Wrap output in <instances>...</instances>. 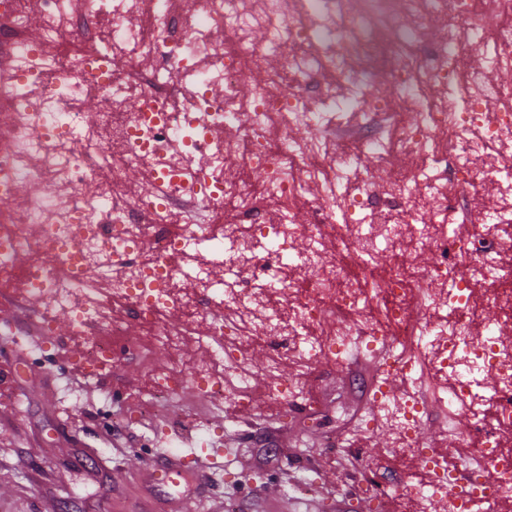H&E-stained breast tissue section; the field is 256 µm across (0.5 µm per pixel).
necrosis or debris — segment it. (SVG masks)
I'll return each mask as SVG.
<instances>
[{"instance_id":"obj_1","label":"necrosis or debris","mask_w":512,"mask_h":512,"mask_svg":"<svg viewBox=\"0 0 512 512\" xmlns=\"http://www.w3.org/2000/svg\"><path fill=\"white\" fill-rule=\"evenodd\" d=\"M475 45L493 51L469 70ZM258 56L270 65L242 96ZM511 70L512 0H80L73 15L62 0H0V283L38 300L40 335L68 318L89 376L109 367L112 342L165 349L154 408L188 384L223 397L218 358L252 407V344L284 338L299 373L379 348L376 407L434 475L398 496L470 512L458 470L419 445V394L388 386L432 360L451 379L449 407L496 399L479 448L492 467L466 475L483 512H500L512 496L499 439L512 430V338L482 312L503 307L512 282V265L492 259L512 233V84L497 78ZM86 92L100 105L90 123L77 109ZM134 167L148 182L120 195ZM489 205L499 222L486 227ZM218 211L223 223L195 224ZM264 254L284 285L277 305L245 272ZM375 254L389 265L380 287L361 289L343 262ZM421 273L439 288L424 314L406 290ZM230 292L259 313L225 310ZM198 319L206 358L186 376L178 355Z\"/></svg>"}]
</instances>
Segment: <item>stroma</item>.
Masks as SVG:
<instances>
[{
    "mask_svg": "<svg viewBox=\"0 0 512 512\" xmlns=\"http://www.w3.org/2000/svg\"><path fill=\"white\" fill-rule=\"evenodd\" d=\"M37 311L0 294V512H360L373 484H422L428 473L399 450L369 381L378 354L313 367L303 406L259 395L253 412L194 392L141 415L165 354L123 351L94 378L70 369L76 339L34 331ZM447 380L424 366V436L437 449L463 436L473 461L493 415H449ZM125 426H114L118 417Z\"/></svg>",
    "mask_w": 512,
    "mask_h": 512,
    "instance_id": "1",
    "label": "stroma"
}]
</instances>
